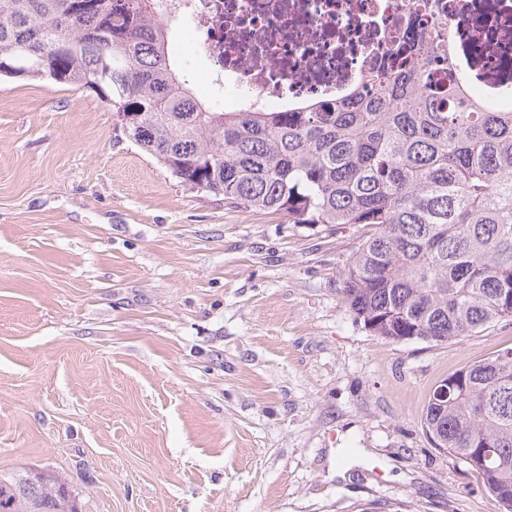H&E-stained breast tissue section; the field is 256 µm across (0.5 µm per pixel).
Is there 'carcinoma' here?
Masks as SVG:
<instances>
[{"mask_svg": "<svg viewBox=\"0 0 512 512\" xmlns=\"http://www.w3.org/2000/svg\"><path fill=\"white\" fill-rule=\"evenodd\" d=\"M433 22L367 71L369 88L303 112H214L178 77L154 0H0V77L88 88L112 114L143 112L125 137L183 186L294 224L369 228L343 273L373 336L447 343L512 320V110L453 76L442 0ZM424 426L434 447L483 476L512 512V348L442 378ZM0 512H81L61 475L0 473Z\"/></svg>", "mask_w": 512, "mask_h": 512, "instance_id": "cac0c4a2", "label": "carcinoma"}]
</instances>
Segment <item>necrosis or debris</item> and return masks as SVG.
<instances>
[{"instance_id": "4bbe7bcc", "label": "necrosis or debris", "mask_w": 512, "mask_h": 512, "mask_svg": "<svg viewBox=\"0 0 512 512\" xmlns=\"http://www.w3.org/2000/svg\"><path fill=\"white\" fill-rule=\"evenodd\" d=\"M199 37L210 64L216 109L299 112L360 88L370 58L388 54L398 36L418 28L409 0H165ZM454 36L479 62L471 80L463 59L453 73L494 108L512 109V0H448Z\"/></svg>"}]
</instances>
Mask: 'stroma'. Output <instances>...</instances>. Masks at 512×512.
Masks as SVG:
<instances>
[{
  "instance_id": "1",
  "label": "stroma",
  "mask_w": 512,
  "mask_h": 512,
  "mask_svg": "<svg viewBox=\"0 0 512 512\" xmlns=\"http://www.w3.org/2000/svg\"><path fill=\"white\" fill-rule=\"evenodd\" d=\"M363 233L188 190L93 91L0 79V473L63 472L82 512H503L423 418L512 325L372 336Z\"/></svg>"
}]
</instances>
